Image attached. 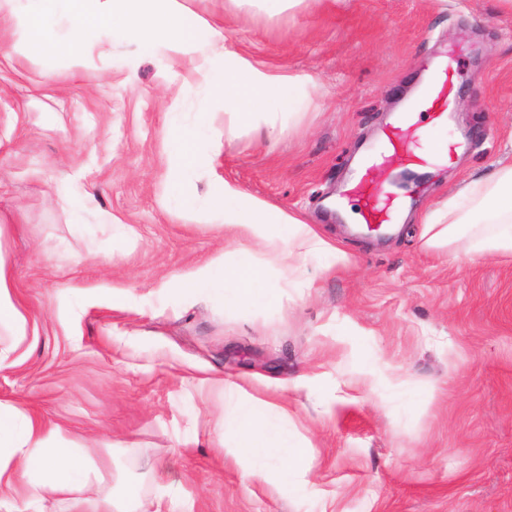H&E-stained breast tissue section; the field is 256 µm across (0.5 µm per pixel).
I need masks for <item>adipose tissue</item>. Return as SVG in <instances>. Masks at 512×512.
Wrapping results in <instances>:
<instances>
[{
  "label": "adipose tissue",
  "instance_id": "obj_1",
  "mask_svg": "<svg viewBox=\"0 0 512 512\" xmlns=\"http://www.w3.org/2000/svg\"><path fill=\"white\" fill-rule=\"evenodd\" d=\"M0 21L15 35L16 49L42 48L79 67L87 65L85 47L101 28L134 44L142 54L166 48L175 58L194 64L214 101L222 103L236 123L293 111L305 84L304 78L272 72L220 40L212 42L210 52H202L200 36L210 23L183 9L180 0H0ZM169 143V189L183 207H193L185 176L207 161L201 137L195 127H174ZM461 196L462 203H448L426 216L425 246L473 260L512 254V166L467 185ZM211 205L223 212L225 227L246 229L287 267L313 252L332 255L340 264L348 259L345 251L308 224L268 209L232 186L215 194ZM265 281L262 265L228 266L220 258L186 279L190 292L218 293L233 303L270 296ZM270 409V403L249 394L239 399L231 420L237 444L230 453L252 477L261 474L255 457L280 461L276 478L284 481L300 467L305 451L290 443L270 419ZM106 474V468L89 463L63 439L59 425L0 401V512H41L48 502L62 506L64 512H160V501L143 499L132 484L120 501L100 494L97 486Z\"/></svg>",
  "mask_w": 512,
  "mask_h": 512
}]
</instances>
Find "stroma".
<instances>
[{
  "label": "stroma",
  "instance_id": "1",
  "mask_svg": "<svg viewBox=\"0 0 512 512\" xmlns=\"http://www.w3.org/2000/svg\"><path fill=\"white\" fill-rule=\"evenodd\" d=\"M183 3L231 49L309 86L293 115L215 118L217 148L188 181L193 211L167 180L170 125L210 107L185 64L164 49L136 58L107 33L79 69L13 53L0 27V256L26 318L0 400L107 459L103 492L134 481L151 498L165 484L174 512H512V257L451 259L421 239L427 214L512 163V8L302 0L272 16ZM451 51L454 152L419 167L389 238L329 217L356 156L381 147ZM227 183L310 224L348 263L311 253L281 271L205 209ZM85 191L73 221L67 200ZM218 257L265 265L274 298L191 295L183 276ZM243 392L305 444L288 482L252 479L229 454L224 419ZM101 433L111 448L94 446Z\"/></svg>",
  "mask_w": 512,
  "mask_h": 512
}]
</instances>
